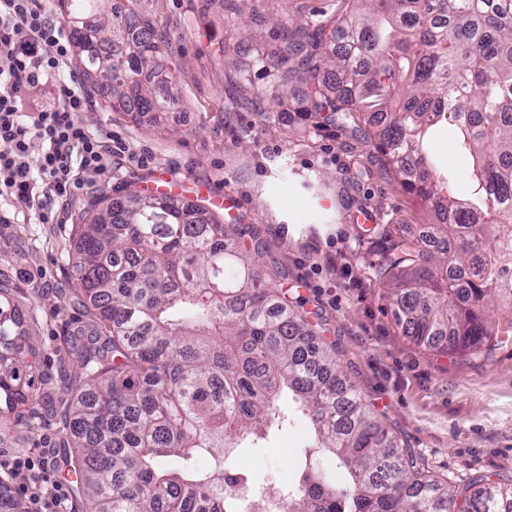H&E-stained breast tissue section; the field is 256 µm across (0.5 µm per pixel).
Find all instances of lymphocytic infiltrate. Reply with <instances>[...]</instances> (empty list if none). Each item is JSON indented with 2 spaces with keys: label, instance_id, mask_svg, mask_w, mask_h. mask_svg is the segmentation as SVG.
Returning a JSON list of instances; mask_svg holds the SVG:
<instances>
[{
  "label": "lymphocytic infiltrate",
  "instance_id": "obj_1",
  "mask_svg": "<svg viewBox=\"0 0 512 512\" xmlns=\"http://www.w3.org/2000/svg\"><path fill=\"white\" fill-rule=\"evenodd\" d=\"M73 44L63 22L51 17L45 0H0V200L43 209L50 196L68 197L81 178L107 168L111 148L74 118L88 99L73 70ZM52 86L50 103L25 111L26 99ZM44 456L15 458L10 469L32 476V512H66L69 493L45 477Z\"/></svg>",
  "mask_w": 512,
  "mask_h": 512
}]
</instances>
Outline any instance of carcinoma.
Returning a JSON list of instances; mask_svg holds the SVG:
<instances>
[{"label":"carcinoma","mask_w":512,"mask_h":512,"mask_svg":"<svg viewBox=\"0 0 512 512\" xmlns=\"http://www.w3.org/2000/svg\"><path fill=\"white\" fill-rule=\"evenodd\" d=\"M76 63L106 106L132 115L176 102L160 68L167 43L152 22L111 0H61ZM233 26L235 0L216 4ZM254 15L241 41L270 24ZM275 55L228 62L244 101L273 121L331 122L367 112L401 183L432 214L416 238L379 231L376 278L390 290L405 335L462 357L512 338V0H338L307 19L271 23ZM454 133L468 190L429 154ZM212 210L173 196L99 198L79 225L75 295L106 334L77 353L81 384L61 421L74 453L82 512H512V477L478 475L448 486L364 407L316 328L266 287L253 249ZM508 306L501 318L488 301ZM38 348L0 294V425L39 400ZM295 417L311 447L342 469L333 483L305 455L292 482L262 494L233 467ZM206 460L201 467L198 461ZM0 512H22L0 480Z\"/></svg>","instance_id":"carcinoma-1"}]
</instances>
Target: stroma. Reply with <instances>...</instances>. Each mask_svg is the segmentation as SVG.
<instances>
[{"mask_svg": "<svg viewBox=\"0 0 512 512\" xmlns=\"http://www.w3.org/2000/svg\"><path fill=\"white\" fill-rule=\"evenodd\" d=\"M330 2L246 0L238 27L249 28L256 12L309 17ZM128 4L165 33L162 62L179 78V100L135 118L84 87L89 106L77 120L123 151L113 152L100 179L52 198L47 215L0 207V285L39 346L42 374L39 404L0 436V480L25 506L27 480L11 474L8 462L40 450L52 476L64 475L59 411L79 382L70 339L93 321L72 293L77 226L93 197L150 192L162 175L172 178V192L190 189L194 202L231 195L221 213L260 240L265 282L321 313L344 372L432 474L456 488L481 474L512 476V344L469 359L417 345L402 334L397 308L374 276L382 258L375 228L399 224L416 235L431 214L387 164L368 116L340 115L316 128L237 108L241 90L214 55L226 35L221 16L202 17L197 0ZM307 440L306 423L296 421L292 432L244 449L236 464L255 489L278 485L302 460Z\"/></svg>", "mask_w": 512, "mask_h": 512, "instance_id": "1", "label": "stroma"}]
</instances>
